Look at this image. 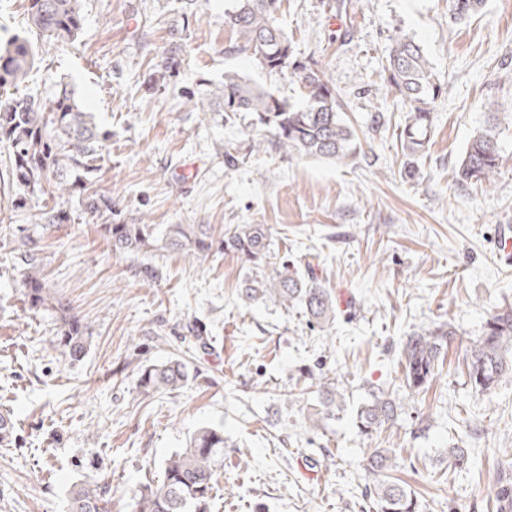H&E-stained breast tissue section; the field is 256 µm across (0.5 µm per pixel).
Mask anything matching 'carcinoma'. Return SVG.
Here are the masks:
<instances>
[{
	"label": "carcinoma",
	"instance_id": "cac0c4a2",
	"mask_svg": "<svg viewBox=\"0 0 512 512\" xmlns=\"http://www.w3.org/2000/svg\"><path fill=\"white\" fill-rule=\"evenodd\" d=\"M282 0H233L224 12V24L234 35L227 48L230 55H247L270 74L297 78L299 100L290 102L274 91L227 71L215 91L224 109V122L233 124L241 113L252 116L251 148L277 151L290 158H321L339 164L353 162L363 153L356 130L342 113L336 82L314 57L295 55L292 41L277 23ZM484 0H451L456 20L477 14ZM30 28L55 46L75 42L81 34L84 16L79 0H29ZM181 51L173 43L160 61L156 73L163 77ZM35 52L26 37L15 36L0 44V90L18 88L34 67ZM381 88L396 93L410 104L404 121L397 125V139L404 157L425 154L433 127L431 104L439 95L434 67L415 39L399 32L390 38L386 64L380 74ZM500 132L495 103H488L487 117L465 143L454 170L455 186H472L494 181L501 161ZM112 134L102 130L93 113L76 100L75 89L58 83L45 97L11 94L0 100V144L9 147L8 180L25 198L51 195L63 198L72 190L83 195L84 213L99 224L103 236L118 256L148 251L177 252L195 257L218 247L238 255L247 263L241 298L249 303L266 300L286 308L298 305L316 323L329 321L336 313V296L314 277H303L288 264L265 271L270 259V232L265 224H239L221 237L209 224H112V198L89 193L91 177L110 148ZM66 212L57 204L44 202L36 223L23 236L22 283L31 307L54 309L44 277L36 268L44 231L63 223ZM458 333L448 323L411 333L402 344L405 387L414 393L426 389L439 370L441 357ZM60 343L72 361L87 353L86 327L80 319L64 320ZM463 370L477 394L492 391L512 377V304L495 309L486 319L482 333L465 346ZM189 378L186 361L177 356L145 366L134 385L138 393L159 392L183 386ZM310 426L345 410L343 394L336 383L316 384ZM402 405L383 391L372 392L356 411L359 431L371 435L394 421ZM224 431L214 427L198 429L187 448L165 460L163 480L156 487L144 486L134 495V512H209L217 468L224 460ZM391 448H374L367 457V469L378 476L374 496L378 512H418L414 494L404 484L390 479ZM448 462L456 469L470 464L467 449H448ZM112 493L107 482L81 481L67 493V512H108Z\"/></svg>",
	"mask_w": 512,
	"mask_h": 512
}]
</instances>
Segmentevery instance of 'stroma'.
Listing matches in <instances>:
<instances>
[{
    "label": "stroma",
    "mask_w": 512,
    "mask_h": 512,
    "mask_svg": "<svg viewBox=\"0 0 512 512\" xmlns=\"http://www.w3.org/2000/svg\"><path fill=\"white\" fill-rule=\"evenodd\" d=\"M231 0H82L84 28L65 48L40 54L20 92L43 97L57 82L78 92L112 135L94 189L112 199L116 224H264L278 260L309 270L338 302L333 323L301 308L248 305L236 257L200 259L158 251L116 256L99 227L64 196L63 224L46 231L38 262L49 288L91 333L70 361L61 324L30 309L21 284V230L40 204H18L0 181V414L16 429L0 445V512H66V491L98 478L112 486L111 512H133L132 494L158 484L165 460L204 426L224 431V464L210 512H375L365 468L370 449L395 451L390 470L419 512H500L512 489V379L470 389L451 348L424 392L402 386L400 344L423 327L452 322L462 341L512 303V257L495 229L512 225V0H485L467 21L450 0H285L278 22L300 55L336 80L364 155L327 159L255 153L245 128L225 125L213 96L225 71L295 99L290 76L262 71L226 49ZM424 47L442 85L432 104L430 146L414 177L395 127L409 106L374 84L396 32ZM181 51L166 78L153 68L170 44ZM498 105L502 165L491 186L461 191L452 170L471 131ZM389 124L369 131L371 113ZM239 148L236 166L225 146ZM161 268L154 283L142 263ZM187 353L180 389L137 393L141 367ZM336 383L347 409L309 427L300 376ZM399 399L396 420L361 436L353 411L370 392ZM468 448L469 469L448 464Z\"/></svg>",
    "instance_id": "35a3bbf8"
}]
</instances>
